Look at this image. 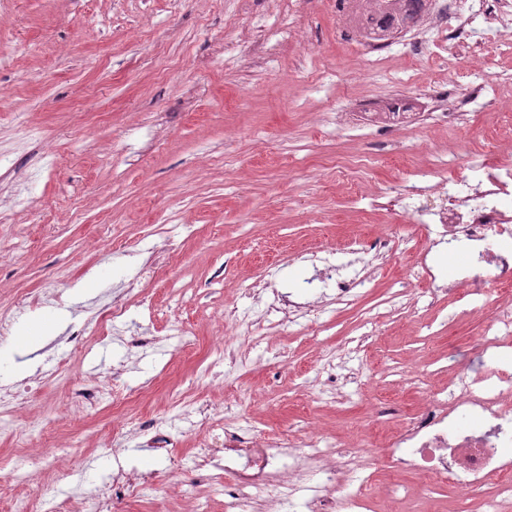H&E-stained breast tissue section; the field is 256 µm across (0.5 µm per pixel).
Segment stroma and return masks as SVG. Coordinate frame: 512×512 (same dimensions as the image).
Returning a JSON list of instances; mask_svg holds the SVG:
<instances>
[{
	"instance_id": "1",
	"label": "stroma",
	"mask_w": 512,
	"mask_h": 512,
	"mask_svg": "<svg viewBox=\"0 0 512 512\" xmlns=\"http://www.w3.org/2000/svg\"><path fill=\"white\" fill-rule=\"evenodd\" d=\"M0 49V209L12 211L0 313L17 329L51 326L36 345L0 337V387L34 383L0 400V512L34 488L37 512H55L118 472L135 491L110 496L109 512H228L233 474L193 456L210 422L382 445L402 417L371 430L372 409L423 406L449 355L472 353L512 301L492 282L474 306L427 304L412 271L424 230L350 193L411 183L462 150L496 161L494 143L512 137L499 116L436 131L424 118L432 90L455 93L454 72L512 73L492 39L452 59L422 34L377 59L331 0H7ZM399 94L416 116L361 124ZM29 195L35 210L15 207ZM381 233L412 248L372 270L356 305L308 293L310 252L345 263L351 240ZM400 289L403 310L385 302ZM276 296L307 316L266 322ZM119 301L126 316L106 320ZM192 382L194 405L174 404ZM115 383L120 408L72 401ZM53 443L71 455L53 458Z\"/></svg>"
}]
</instances>
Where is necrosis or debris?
<instances>
[{"label":"necrosis or debris","instance_id":"1","mask_svg":"<svg viewBox=\"0 0 512 512\" xmlns=\"http://www.w3.org/2000/svg\"><path fill=\"white\" fill-rule=\"evenodd\" d=\"M413 27L432 33L452 51L481 34L512 48V0H434ZM487 87L481 70L460 74L453 113H433L434 124H462L474 112L497 108ZM453 167L457 176L435 183L418 178L395 190L387 202L411 210L428 232L429 249L420 254L416 268L433 301L445 288L428 252L442 245L465 256L457 284L466 294H482L492 281L512 282V149L492 164L457 156ZM492 326L475 350L478 369L455 362L447 386L422 410L406 414L403 429L387 438L384 451L365 445L342 450L316 434L277 442L216 426L196 455L208 464L219 448L235 449L238 477L224 489L231 512H255L264 501L292 500L313 468L322 474L321 493L305 503V512H366L368 499L345 492L338 481L344 467L366 458L394 473H420L431 483L483 496L484 512H512V457L507 454L512 447V370L499 361L501 350L512 348V305L497 307Z\"/></svg>","mask_w":512,"mask_h":512}]
</instances>
